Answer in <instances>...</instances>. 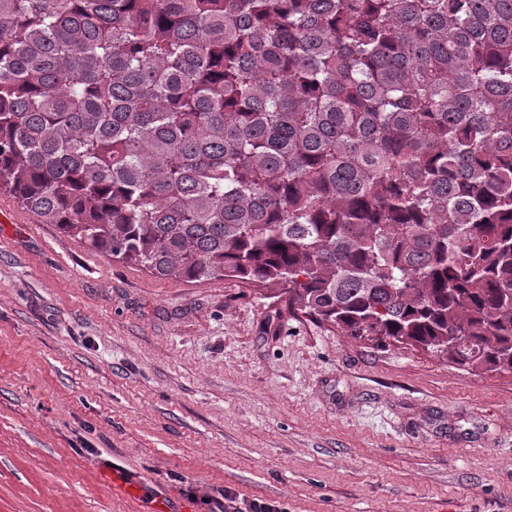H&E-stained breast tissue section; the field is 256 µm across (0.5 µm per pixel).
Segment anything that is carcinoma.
Segmentation results:
<instances>
[{
    "instance_id": "1",
    "label": "carcinoma",
    "mask_w": 512,
    "mask_h": 512,
    "mask_svg": "<svg viewBox=\"0 0 512 512\" xmlns=\"http://www.w3.org/2000/svg\"><path fill=\"white\" fill-rule=\"evenodd\" d=\"M0 190L512 373V0H0Z\"/></svg>"
}]
</instances>
